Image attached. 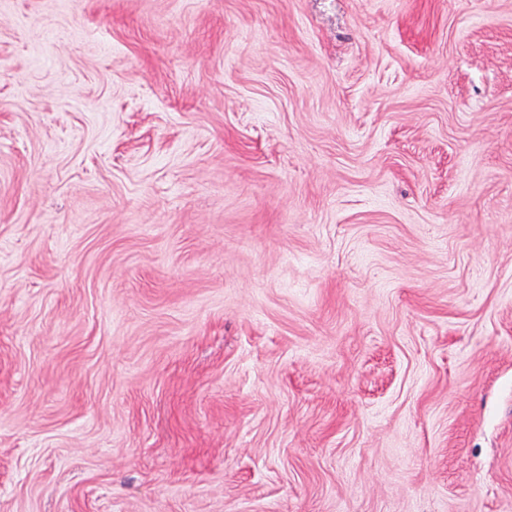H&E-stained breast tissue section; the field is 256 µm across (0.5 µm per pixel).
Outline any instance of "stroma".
Segmentation results:
<instances>
[{"mask_svg":"<svg viewBox=\"0 0 512 512\" xmlns=\"http://www.w3.org/2000/svg\"><path fill=\"white\" fill-rule=\"evenodd\" d=\"M0 512H512V0H0Z\"/></svg>","mask_w":512,"mask_h":512,"instance_id":"obj_1","label":"stroma"}]
</instances>
